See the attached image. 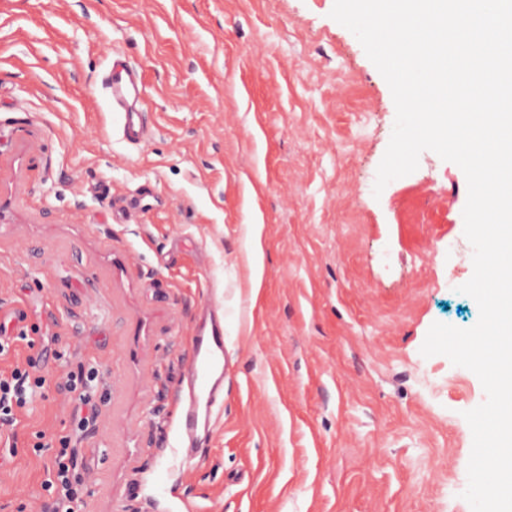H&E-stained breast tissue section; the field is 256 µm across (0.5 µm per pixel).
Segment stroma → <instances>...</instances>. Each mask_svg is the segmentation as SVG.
I'll use <instances>...</instances> for the list:
<instances>
[{"instance_id": "obj_1", "label": "stroma", "mask_w": 512, "mask_h": 512, "mask_svg": "<svg viewBox=\"0 0 512 512\" xmlns=\"http://www.w3.org/2000/svg\"><path fill=\"white\" fill-rule=\"evenodd\" d=\"M334 0H0V303L24 315L0 372L46 392L0 445V512H45L50 453L99 370L77 442L79 512H471L485 392L424 357L474 326L467 180L426 150L371 188L391 90ZM136 65L132 147L100 86ZM262 248L259 274L247 256ZM224 295L228 373L199 459L172 449L199 306Z\"/></svg>"}]
</instances>
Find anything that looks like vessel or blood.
I'll return each mask as SVG.
<instances>
[{
    "instance_id": "b4317fda",
    "label": "vessel or blood",
    "mask_w": 512,
    "mask_h": 512,
    "mask_svg": "<svg viewBox=\"0 0 512 512\" xmlns=\"http://www.w3.org/2000/svg\"><path fill=\"white\" fill-rule=\"evenodd\" d=\"M103 85L107 101L119 115L118 133L126 143H144L148 114L138 108L142 84L137 69L125 58L112 60ZM183 403L177 423L183 459H197L211 433L212 416L224 393V305L204 303L198 312L192 351L180 384Z\"/></svg>"
}]
</instances>
